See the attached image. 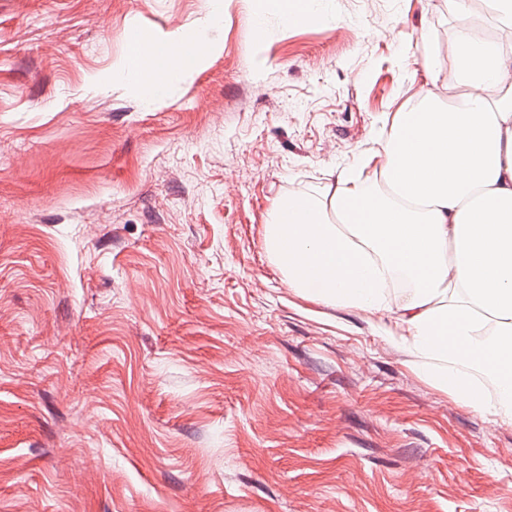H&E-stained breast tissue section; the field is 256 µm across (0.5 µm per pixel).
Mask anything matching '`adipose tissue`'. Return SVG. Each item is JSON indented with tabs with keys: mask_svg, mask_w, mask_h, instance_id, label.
<instances>
[{
	"mask_svg": "<svg viewBox=\"0 0 512 512\" xmlns=\"http://www.w3.org/2000/svg\"><path fill=\"white\" fill-rule=\"evenodd\" d=\"M197 48L151 43L135 73L183 72ZM448 65L447 99L394 113L320 197L277 201L264 245L289 287L395 318L402 344L437 361L435 387L511 423L512 41L461 35Z\"/></svg>",
	"mask_w": 512,
	"mask_h": 512,
	"instance_id": "adipose-tissue-1",
	"label": "adipose tissue"
}]
</instances>
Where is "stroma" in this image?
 I'll return each instance as SVG.
<instances>
[{
	"mask_svg": "<svg viewBox=\"0 0 512 512\" xmlns=\"http://www.w3.org/2000/svg\"><path fill=\"white\" fill-rule=\"evenodd\" d=\"M132 29L201 41L164 97ZM459 29L448 0H0V512H512V422L263 240L447 96Z\"/></svg>",
	"mask_w": 512,
	"mask_h": 512,
	"instance_id": "35a3bbf8",
	"label": "stroma"
}]
</instances>
